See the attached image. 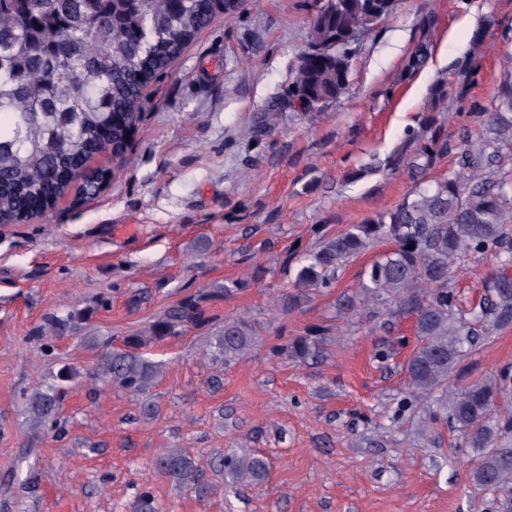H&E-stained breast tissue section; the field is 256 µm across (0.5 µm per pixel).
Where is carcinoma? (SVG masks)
Masks as SVG:
<instances>
[{"mask_svg":"<svg viewBox=\"0 0 512 512\" xmlns=\"http://www.w3.org/2000/svg\"><path fill=\"white\" fill-rule=\"evenodd\" d=\"M239 10L226 0H0V223L21 224L45 213L69 190L68 173L78 174L93 155L112 150L124 158L139 120L143 90L164 73L208 24L217 8ZM397 0H319L310 22L307 47L300 53L288 89L289 105L317 110L345 92L353 67V45L390 17ZM475 140L459 138L460 156L448 175L414 185L396 206L326 237L298 261L294 307L307 292L330 288L338 271L373 244L393 248L379 254L362 274L368 298L360 315L379 316V308H408L415 314L418 344L405 370L413 400L435 398L432 420L458 433L448 461L469 448L471 483L496 492L498 512H512V370L448 392V380L476 347L479 333L457 307L453 278L468 253L488 254L499 271L486 278L489 304L478 318L497 327L512 325V178L501 165V152L512 146V82L494 97L492 111L478 115ZM411 151L403 148L392 166L422 175L448 150V141L428 126L412 131ZM112 180L100 168L78 187L94 196ZM198 296L157 318L125 348L107 354L102 380L142 392L159 376L158 366L139 350L208 321ZM49 319L60 335L71 321ZM314 328L287 346L304 359L316 352ZM255 330L242 319L224 323L216 345L226 357L245 354ZM77 370L60 369L58 384L28 398L32 425L53 419L65 397L66 383ZM222 466L236 483H255L269 472L260 454L227 455ZM155 468L178 483L197 481L194 460L176 448L162 453Z\"/></svg>","mask_w":512,"mask_h":512,"instance_id":"cac0c4a2","label":"carcinoma"}]
</instances>
